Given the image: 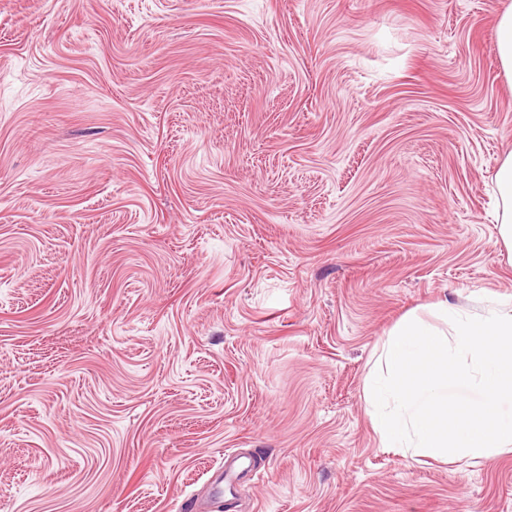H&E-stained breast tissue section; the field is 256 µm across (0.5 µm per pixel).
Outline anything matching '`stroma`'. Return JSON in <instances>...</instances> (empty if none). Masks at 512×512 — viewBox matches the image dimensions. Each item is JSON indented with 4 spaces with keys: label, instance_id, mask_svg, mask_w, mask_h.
<instances>
[{
    "label": "stroma",
    "instance_id": "35a3bbf8",
    "mask_svg": "<svg viewBox=\"0 0 512 512\" xmlns=\"http://www.w3.org/2000/svg\"><path fill=\"white\" fill-rule=\"evenodd\" d=\"M512 0H0V512H512L381 448L394 325L512 299ZM494 54L503 75L512 82V4L497 17ZM498 194L497 224L499 237L512 254V152L505 156L494 178Z\"/></svg>",
    "mask_w": 512,
    "mask_h": 512
}]
</instances>
